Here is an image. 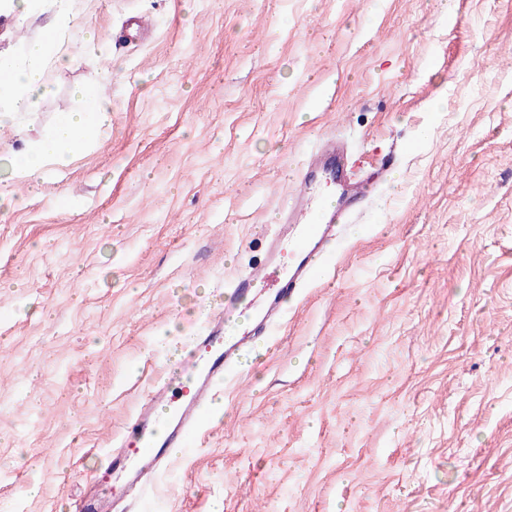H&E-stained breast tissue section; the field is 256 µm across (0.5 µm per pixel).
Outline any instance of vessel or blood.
Returning a JSON list of instances; mask_svg holds the SVG:
<instances>
[{
  "instance_id": "obj_1",
  "label": "vessel or blood",
  "mask_w": 512,
  "mask_h": 512,
  "mask_svg": "<svg viewBox=\"0 0 512 512\" xmlns=\"http://www.w3.org/2000/svg\"><path fill=\"white\" fill-rule=\"evenodd\" d=\"M388 171L381 160L363 178L351 179L347 144L332 136L318 140L292 181L282 224L265 237L263 259L225 283L224 301L208 315L194 354L159 371L121 439L108 450V466L126 474L124 485L88 494L79 512H124L129 505L139 510L178 453L204 446L206 414L215 404L218 383L234 378L266 331L285 322L284 302L300 297L334 264L342 224L367 207ZM320 178L335 184V206H326L317 194Z\"/></svg>"
}]
</instances>
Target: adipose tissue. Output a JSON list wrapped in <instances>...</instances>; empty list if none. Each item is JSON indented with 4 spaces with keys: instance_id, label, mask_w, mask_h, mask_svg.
I'll list each match as a JSON object with an SVG mask.
<instances>
[{
    "instance_id": "ef3b65f1",
    "label": "adipose tissue",
    "mask_w": 512,
    "mask_h": 512,
    "mask_svg": "<svg viewBox=\"0 0 512 512\" xmlns=\"http://www.w3.org/2000/svg\"><path fill=\"white\" fill-rule=\"evenodd\" d=\"M69 2L61 0L55 21L46 25L38 37L23 42L14 54L0 56V128L15 125L36 111L51 94L48 64L59 68L73 66V58L60 51L71 21ZM73 94L81 103L80 109L58 113L37 144L15 154L13 170L29 189L38 188L48 164L65 163L85 144L92 131L111 122L112 101L97 88L79 85Z\"/></svg>"
}]
</instances>
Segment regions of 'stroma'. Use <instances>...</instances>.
Returning <instances> with one entry per match:
<instances>
[{
	"instance_id": "obj_1",
	"label": "stroma",
	"mask_w": 512,
	"mask_h": 512,
	"mask_svg": "<svg viewBox=\"0 0 512 512\" xmlns=\"http://www.w3.org/2000/svg\"><path fill=\"white\" fill-rule=\"evenodd\" d=\"M74 9L78 65L0 131L7 159L75 108L74 85L112 100L36 193L0 166V512H73L102 479L325 132L399 179L221 388L162 512H512V0ZM56 13L1 14L0 54ZM135 15L151 37L117 43Z\"/></svg>"
}]
</instances>
